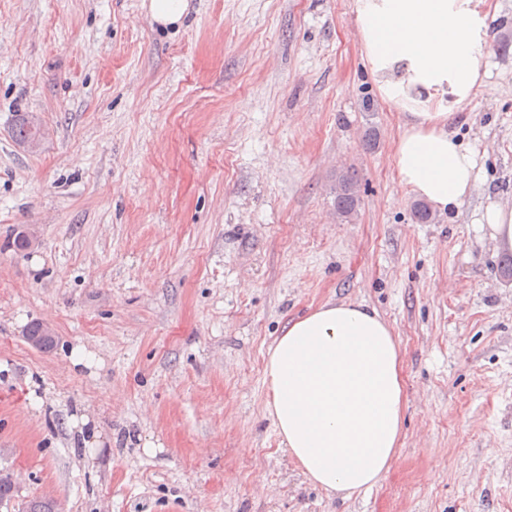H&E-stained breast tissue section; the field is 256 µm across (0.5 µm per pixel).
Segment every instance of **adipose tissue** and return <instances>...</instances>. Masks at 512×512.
Here are the masks:
<instances>
[{
	"label": "adipose tissue",
	"instance_id": "adipose-tissue-1",
	"mask_svg": "<svg viewBox=\"0 0 512 512\" xmlns=\"http://www.w3.org/2000/svg\"><path fill=\"white\" fill-rule=\"evenodd\" d=\"M485 0H355L366 64L405 115L394 143L400 182L435 209L462 206L478 161L448 118L486 88ZM269 412L289 455L326 491L352 495L387 473L404 388L393 332L361 304L325 303L289 322L268 353Z\"/></svg>",
	"mask_w": 512,
	"mask_h": 512
}]
</instances>
